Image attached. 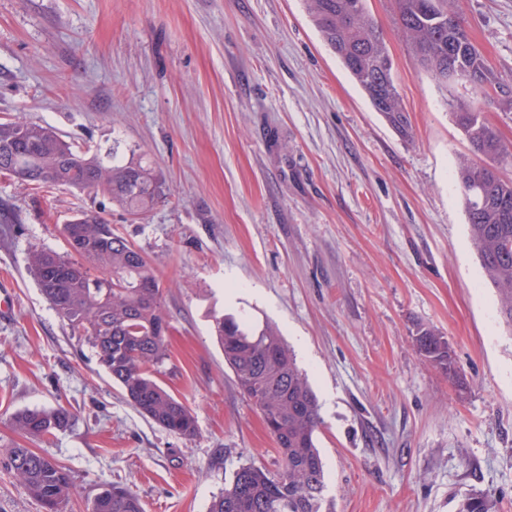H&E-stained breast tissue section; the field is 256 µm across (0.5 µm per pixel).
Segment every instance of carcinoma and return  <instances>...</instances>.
I'll return each mask as SVG.
<instances>
[{"instance_id":"obj_1","label":"carcinoma","mask_w":512,"mask_h":512,"mask_svg":"<svg viewBox=\"0 0 512 512\" xmlns=\"http://www.w3.org/2000/svg\"><path fill=\"white\" fill-rule=\"evenodd\" d=\"M327 46L360 86L373 108L403 136L409 119L395 84L393 60L382 28L367 0H305ZM396 29L416 63L435 80L460 75L467 97L449 102L456 123L479 157L461 158L456 170L470 239L488 280L497 289L499 318L512 327V179L501 174L512 165V145L489 125L482 105L512 113V78L496 72L472 42L459 0H394ZM127 159L112 146L103 160L61 140L51 129L24 121H0V174L35 190L65 185L102 191L133 219L163 196V182L142 157ZM76 228L77 245L59 254L34 250L28 270L41 293L68 324L87 336L100 365L144 417L184 438L197 432L192 411L154 377L169 357L168 324L162 292L145 257L99 212H81L63 225ZM212 332L224 359L249 402L261 413L279 455L271 471L244 465L233 475L209 512H326L324 462L317 447L319 406L306 375L276 328L233 315H215ZM418 350L449 377L457 367L448 342L433 330L417 338ZM71 412L27 409L10 419L13 430L43 439L69 426ZM6 466L22 481L44 512H64L71 494L69 474L31 448H12ZM486 495L460 500L457 512H495ZM90 512H144L128 488L106 485Z\"/></svg>"}]
</instances>
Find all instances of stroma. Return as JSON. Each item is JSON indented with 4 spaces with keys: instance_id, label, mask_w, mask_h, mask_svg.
I'll return each mask as SVG.
<instances>
[{
    "instance_id": "obj_1",
    "label": "stroma",
    "mask_w": 512,
    "mask_h": 512,
    "mask_svg": "<svg viewBox=\"0 0 512 512\" xmlns=\"http://www.w3.org/2000/svg\"><path fill=\"white\" fill-rule=\"evenodd\" d=\"M388 36L407 110L400 135L322 40L304 0H0V118L101 156L147 157L163 198L131 220L106 194L0 175V450L67 470L65 512L120 484L145 512H208L276 445L211 334L213 314L271 324L315 392L334 512H455L480 492L512 512V331L469 236L455 171L468 143L453 88ZM470 37L512 75V0H460ZM99 211L162 289L170 357L158 381L194 414L184 438L142 417L95 349L47 302L33 248L65 253V222ZM447 340L460 377L422 356ZM68 408L33 440L25 409ZM71 412L62 406L55 409H27L10 419L13 430L31 438L43 439L69 426Z\"/></svg>"
}]
</instances>
